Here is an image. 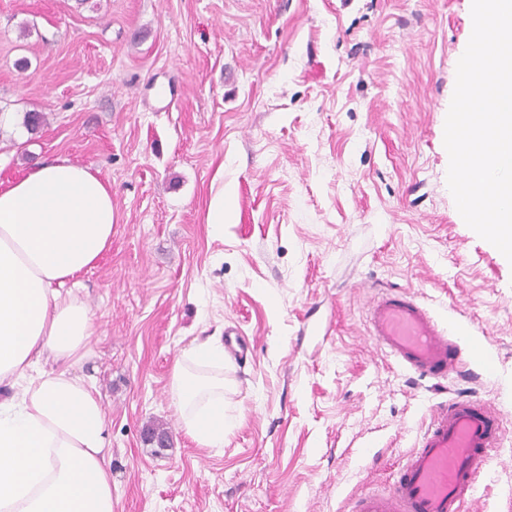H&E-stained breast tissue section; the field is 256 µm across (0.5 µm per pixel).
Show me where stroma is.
I'll return each instance as SVG.
<instances>
[{
  "label": "stroma",
  "mask_w": 512,
  "mask_h": 512,
  "mask_svg": "<svg viewBox=\"0 0 512 512\" xmlns=\"http://www.w3.org/2000/svg\"><path fill=\"white\" fill-rule=\"evenodd\" d=\"M471 2L0 0V179L64 156L112 186L73 371L104 407L114 512H350L464 394L505 427L466 512H512V263L455 222L447 186ZM387 289L468 324L494 374L401 367L368 321ZM230 327L245 353L224 356V445L204 448L172 370ZM232 197L231 191L225 192L224 187L216 192L210 199L206 213L205 222L211 227V231L215 235L224 233V223L230 217L229 203Z\"/></svg>",
  "instance_id": "stroma-1"
}]
</instances>
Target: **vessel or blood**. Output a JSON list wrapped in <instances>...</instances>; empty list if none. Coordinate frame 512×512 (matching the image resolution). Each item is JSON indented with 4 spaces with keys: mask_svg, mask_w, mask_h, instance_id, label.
<instances>
[{
    "mask_svg": "<svg viewBox=\"0 0 512 512\" xmlns=\"http://www.w3.org/2000/svg\"><path fill=\"white\" fill-rule=\"evenodd\" d=\"M369 321L373 336L418 376H462L470 363L485 376L495 370L481 345L461 354L469 326L431 313L406 292L375 296ZM502 438L501 419L487 403L456 397L438 404L393 487L362 496L353 512H463Z\"/></svg>",
    "mask_w": 512,
    "mask_h": 512,
    "instance_id": "b4317fda",
    "label": "vessel or blood"
}]
</instances>
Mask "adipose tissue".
<instances>
[{
    "label": "adipose tissue",
    "mask_w": 512,
    "mask_h": 512,
    "mask_svg": "<svg viewBox=\"0 0 512 512\" xmlns=\"http://www.w3.org/2000/svg\"><path fill=\"white\" fill-rule=\"evenodd\" d=\"M112 186L67 157L0 181V512H113L107 427L93 386L71 367L92 334L68 283L112 245ZM55 365L38 369L43 355ZM223 348L194 345L172 388L194 440L224 445Z\"/></svg>",
    "instance_id": "1"
}]
</instances>
